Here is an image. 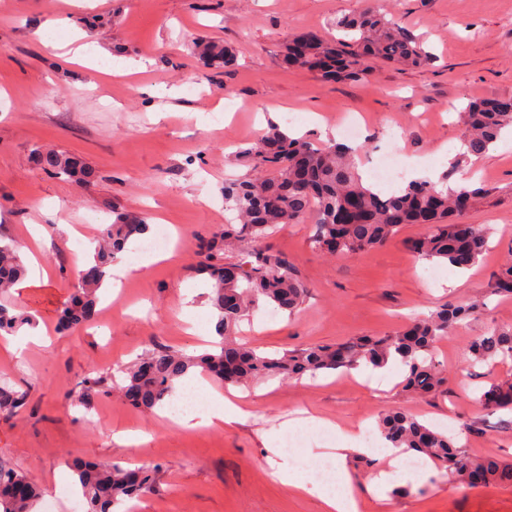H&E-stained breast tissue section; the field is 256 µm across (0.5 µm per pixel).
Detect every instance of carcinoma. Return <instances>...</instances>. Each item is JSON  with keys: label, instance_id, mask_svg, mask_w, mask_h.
Wrapping results in <instances>:
<instances>
[{"label": "carcinoma", "instance_id": "cac0c4a2", "mask_svg": "<svg viewBox=\"0 0 512 512\" xmlns=\"http://www.w3.org/2000/svg\"><path fill=\"white\" fill-rule=\"evenodd\" d=\"M340 36L326 41L315 33L295 39L307 47L296 56L292 47L285 51L287 66L319 71L328 77L326 63L334 61L333 76L348 79L363 77L372 61L423 67L433 56L400 24L370 11L336 20ZM205 67L232 63L224 47L212 42L195 45ZM464 128L463 146L450 170L436 182L411 180L398 191L384 194L364 186L354 172L358 149L328 142L316 146L290 134L277 124L269 126L262 138L240 151L255 174L224 183V204L237 214L239 223L226 224L199 238L201 257L197 272L208 275V300L219 317L220 335L249 315L263 301L280 311L293 313L303 304L307 289L284 254L265 245L273 229L298 224L305 217L315 219V248L336 255H356L391 242L403 224H426L427 233L410 242V249L423 260H440L449 267L466 270L477 265L488 247L483 229L473 227L464 233L455 219L463 209L473 208L485 194L482 187L454 186L450 178L460 167L485 155L502 132L512 128V112L500 100H474L459 113ZM37 168L76 182H89L95 174L75 155L32 150ZM147 230L139 217L112 212V223L103 225L93 261L77 278L76 294L62 311V324L76 328L97 316L98 291L108 277V268L126 245ZM248 241L253 248L237 265L232 276L224 266L228 244ZM24 268L13 244H0V290L18 282ZM496 289L512 293V263L503 264L496 276ZM474 305L448 301L430 316L415 320L391 335L356 338L335 345L315 344L271 356L257 349L222 340L216 350L187 356L163 345H153L131 366L121 370L119 388L132 397L133 405L151 411L176 391V386L193 369L218 378L225 384L240 385L256 379L282 377L299 380L303 376L337 369H352L361 364L374 368L389 360L398 361L404 371V387L416 393H429L447 383L435 364L437 340L470 314ZM30 323L25 313L0 305V332L15 331ZM465 351L470 364H494L512 360V329L492 328L469 339ZM105 384L100 376L84 378L78 402L89 406ZM28 391L0 383V415L19 413ZM490 411H512V381L491 384L479 397ZM378 428L383 439L395 448H406L438 463L461 479L476 471L483 484H512V464L489 456L481 460L468 457L448 435L423 423L416 416L396 410L381 413ZM85 512H113L114 507L138 498L151 490L155 469L123 467L119 464H94L75 461ZM20 487L21 497L0 498V512H32L40 495L31 479L13 469L0 466V484Z\"/></svg>", "mask_w": 512, "mask_h": 512}]
</instances>
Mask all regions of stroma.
Segmentation results:
<instances>
[{"label":"stroma","instance_id":"1","mask_svg":"<svg viewBox=\"0 0 512 512\" xmlns=\"http://www.w3.org/2000/svg\"><path fill=\"white\" fill-rule=\"evenodd\" d=\"M381 8L418 38L432 64L405 68L372 62L360 79H324L285 65L295 37H336L337 17ZM66 27L53 46L38 37L55 16ZM84 34L113 65L145 62V71L109 75L69 62L60 50L71 33ZM205 37L223 43L235 66L207 69L190 46ZM512 98V0H0V240L32 248L33 225L50 236L41 245L45 282L26 275L8 300L46 326L50 342L0 354V381L29 392L16 416L0 417V464L26 474L43 495L35 512H48L64 489L58 474L72 460L119 462L157 469L156 485L139 512H322L321 460L313 449L336 437L313 428L292 452L281 449L307 416L376 429L385 409L406 411L454 440L473 458L512 463V415L486 414L480 388L512 374V361L470 366L469 337L512 327V296L495 289V275L512 254V133H505L472 166L487 194L463 218L484 229L489 249L458 273L446 263L419 259L410 240L423 224L402 225L395 239L351 257H329L312 241L313 222L283 225L270 238L288 256L307 288L301 308L271 313L259 304L235 334L276 354L312 344L394 333L410 318L447 300L478 302V310L441 337L434 360L448 377L438 391L419 395L402 382L370 391L353 371L314 380L258 381L247 386L253 404L246 421L188 428L164 410L132 407L116 390L80 405L78 383L88 369L104 377L155 344L198 354L214 313L209 290L196 275L197 237L233 223L224 207V182L252 170L238 155L268 123L289 125L314 144L334 138L344 117L365 128L359 175L379 154L418 160L444 173L462 129L458 110L474 99ZM165 117H157L158 108ZM73 153L96 172L80 185L45 174L31 161L34 146ZM159 218L178 234L174 255L131 276L118 299L102 296L112 314L103 326L62 331L58 321L75 291L74 274L90 256L99 224L88 211L113 210ZM471 424L460 433L461 424ZM122 431L145 433L139 445L117 443ZM280 447L268 463L271 447ZM305 484L283 485L276 465ZM377 456L350 460L360 497L358 512H512V485L472 488L438 465L400 468L389 489L371 488Z\"/></svg>","mask_w":512,"mask_h":512}]
</instances>
